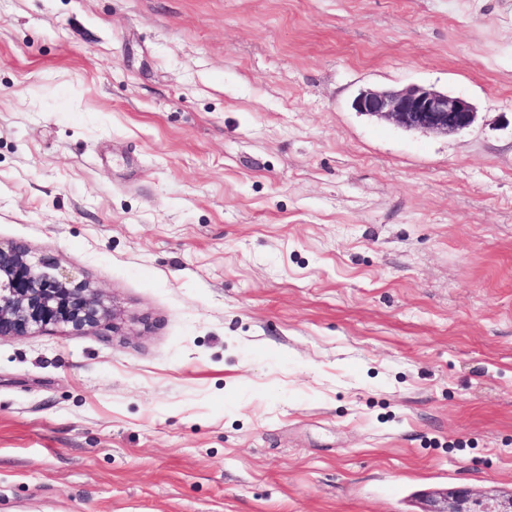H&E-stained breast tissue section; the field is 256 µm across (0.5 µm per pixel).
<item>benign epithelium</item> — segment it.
Listing matches in <instances>:
<instances>
[{
    "label": "benign epithelium",
    "mask_w": 512,
    "mask_h": 512,
    "mask_svg": "<svg viewBox=\"0 0 512 512\" xmlns=\"http://www.w3.org/2000/svg\"><path fill=\"white\" fill-rule=\"evenodd\" d=\"M352 108L407 131L445 136L469 129L477 117L466 97L421 85L366 88L355 96ZM28 255L21 244L0 243V338L60 325L78 334L110 318L111 310L89 282L57 272L46 261L34 264ZM447 498L450 506L432 512H512V497L487 503L457 490Z\"/></svg>",
    "instance_id": "7a95c632"
}]
</instances>
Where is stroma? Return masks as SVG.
I'll return each mask as SVG.
<instances>
[{
  "label": "stroma",
  "mask_w": 512,
  "mask_h": 512,
  "mask_svg": "<svg viewBox=\"0 0 512 512\" xmlns=\"http://www.w3.org/2000/svg\"><path fill=\"white\" fill-rule=\"evenodd\" d=\"M0 241L117 313L0 339V512L512 496V0H0ZM352 108L407 131L445 136L469 129L477 117L466 97L421 85L366 88L355 96Z\"/></svg>",
  "instance_id": "35a3bbf8"
}]
</instances>
